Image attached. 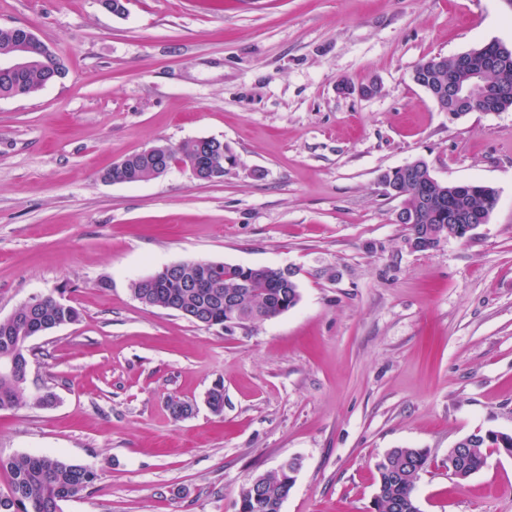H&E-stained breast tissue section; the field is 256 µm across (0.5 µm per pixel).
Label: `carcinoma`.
Here are the masks:
<instances>
[{
  "label": "carcinoma",
  "instance_id": "obj_1",
  "mask_svg": "<svg viewBox=\"0 0 512 512\" xmlns=\"http://www.w3.org/2000/svg\"><path fill=\"white\" fill-rule=\"evenodd\" d=\"M26 37L22 30L0 28V55L13 51ZM472 66L486 69V81L494 91L492 104L496 108H512V49L498 42H490L468 51ZM425 67L418 72L414 83L420 87L435 89L448 83V72L458 67L457 56L434 55L422 60ZM60 73H68L64 62L56 55L49 62L40 63L21 75L0 74V97H22L38 91ZM162 158L154 154L138 152L127 156L103 174L113 183H134L159 177L156 160L165 165L187 164L193 160L203 161L216 172L213 181L224 180V161L230 159L224 150V142L216 138H198L174 148L160 146ZM421 170L420 180L411 181L405 173L394 174L398 197L402 198L403 213L407 218L399 223L409 226L411 235L419 234L426 224H455L456 216L463 210L474 212L491 211L497 204L495 191L484 184L449 194L446 206L440 209L425 208L422 195H438V189L430 182L429 172ZM212 278L219 287L214 292L196 291L186 287L190 280ZM134 296L148 292L150 306L183 314L185 310L196 311L201 324L213 327L255 324L277 317L294 308L300 293L297 280L281 278L279 268L257 266L248 269L241 265L226 263L184 262L179 276L171 280L150 282L147 278L131 285ZM79 310L68 304L60 306L54 295L40 297L33 310L37 322L58 321L63 325L79 321ZM20 402L19 387L0 374V410L9 409ZM464 447L469 455L461 461V467L471 475L477 473L485 463L483 449L497 448L489 440V432L477 431L464 437ZM387 462L378 466L377 490L381 512H413L417 503L415 490L420 473L425 468L428 454L418 448H393L387 454ZM10 475L9 491L0 494V512H60V503L77 496L92 486L97 479L96 471L89 467L72 464L62 458L28 454L8 460L0 458V470ZM293 484L288 475L279 471L265 475V483L252 491L249 486L241 488L233 503V512H281L283 502Z\"/></svg>",
  "mask_w": 512,
  "mask_h": 512
}]
</instances>
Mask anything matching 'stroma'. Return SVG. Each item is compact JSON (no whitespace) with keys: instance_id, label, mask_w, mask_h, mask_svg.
Listing matches in <instances>:
<instances>
[{"instance_id":"1","label":"stroma","mask_w":512,"mask_h":512,"mask_svg":"<svg viewBox=\"0 0 512 512\" xmlns=\"http://www.w3.org/2000/svg\"><path fill=\"white\" fill-rule=\"evenodd\" d=\"M125 6L0 0V27L31 29L68 68L0 99V318L51 293L81 313L32 340L24 393L56 402L0 410V457L96 469L62 512H232L291 458L281 512H374L376 462L423 448L422 512H512V456L448 476L461 438L512 435V109L452 120L411 79L424 58L512 44V0ZM201 137L234 155L223 181L102 178ZM416 159L492 187L487 223L413 249L381 177ZM181 261L290 268L300 300L221 328L134 297ZM175 400L196 413L173 418Z\"/></svg>"}]
</instances>
